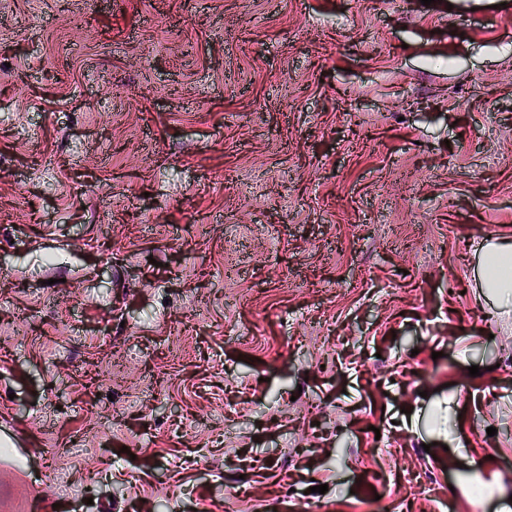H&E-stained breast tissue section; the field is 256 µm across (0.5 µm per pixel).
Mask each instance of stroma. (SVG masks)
I'll return each instance as SVG.
<instances>
[{
	"label": "stroma",
	"mask_w": 512,
	"mask_h": 512,
	"mask_svg": "<svg viewBox=\"0 0 512 512\" xmlns=\"http://www.w3.org/2000/svg\"><path fill=\"white\" fill-rule=\"evenodd\" d=\"M488 242L512 0H0V512H512Z\"/></svg>",
	"instance_id": "35a3bbf8"
}]
</instances>
